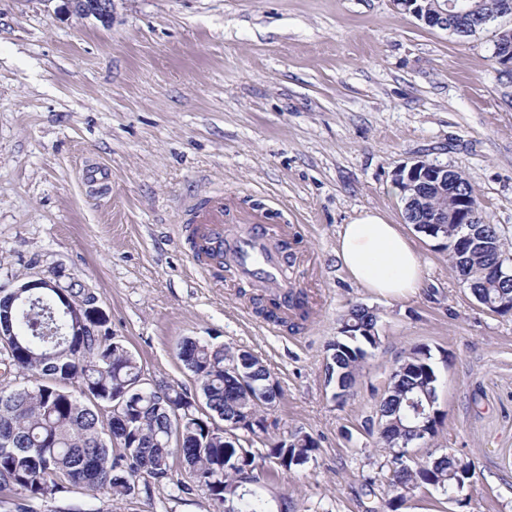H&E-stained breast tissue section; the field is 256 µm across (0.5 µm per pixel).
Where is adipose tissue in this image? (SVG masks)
<instances>
[{"label":"adipose tissue","mask_w":512,"mask_h":512,"mask_svg":"<svg viewBox=\"0 0 512 512\" xmlns=\"http://www.w3.org/2000/svg\"><path fill=\"white\" fill-rule=\"evenodd\" d=\"M336 256L358 285L389 298L415 293L422 284L420 255L397 225L374 211L343 226Z\"/></svg>","instance_id":"obj_1"}]
</instances>
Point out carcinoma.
Masks as SVG:
<instances>
[{"label": "carcinoma", "mask_w": 512, "mask_h": 512, "mask_svg": "<svg viewBox=\"0 0 512 512\" xmlns=\"http://www.w3.org/2000/svg\"><path fill=\"white\" fill-rule=\"evenodd\" d=\"M483 15L494 19L512 15V0H480ZM449 26L457 34L478 32L466 14L451 16ZM448 176L453 191L475 198L468 180L454 167ZM448 214V241L455 244L448 254L451 269L467 283L481 304L512 299V282L497 280L493 272L508 259L506 242L494 224L474 222L477 243L460 240L454 199L432 195L417 214L426 223L436 212ZM84 297L85 320L100 324L99 335L79 336L73 321L64 317L59 293L35 289L16 296L0 294V496L12 512H34L30 502L48 494H66L82 489L113 502H130L153 489L173 484L185 494L193 487L205 489L221 512H268L266 500L251 486L265 473L288 474L309 462L317 448L313 437L297 429L290 434L274 431L266 422L268 411L260 409L262 395L272 392L268 370L256 364L253 371L255 399L246 397L237 379L224 366L246 359V352L214 347L198 338H185L178 356L193 374L212 415L227 422L244 421L243 428L262 443L263 450L224 441L208 432V418L196 415L193 397L183 389L159 385L133 401L115 419L102 408L112 405V395L137 381L143 368L122 344H113L107 319L96 297L83 288L72 289ZM351 326V336H340L329 345L328 360L336 370L341 394L339 404L351 395L356 375L367 350L381 342L371 330L377 324L354 304L342 317ZM22 374L32 385L11 386L12 374ZM97 390L100 406L85 400L83 388ZM437 399V375L427 347L416 346L400 360L382 399L387 425L374 430L378 442L389 450L386 483L391 497L384 507L398 512L411 491L431 487L448 494V487L461 486L476 477V465L442 454L420 462L410 455L421 438L415 436L420 419L405 412L408 399ZM178 456L188 468L192 483L175 477L171 460Z\"/></svg>", "instance_id": "carcinoma-1"}]
</instances>
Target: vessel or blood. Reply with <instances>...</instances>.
Listing matches in <instances>:
<instances>
[{
  "mask_svg": "<svg viewBox=\"0 0 512 512\" xmlns=\"http://www.w3.org/2000/svg\"><path fill=\"white\" fill-rule=\"evenodd\" d=\"M185 231L208 277H219L218 264L227 255L234 268L233 287L287 295L288 238L272 223L259 221L242 233L225 234L223 203L208 201L199 223L186 225Z\"/></svg>",
  "mask_w": 512,
  "mask_h": 512,
  "instance_id": "vessel-or-blood-1",
  "label": "vessel or blood"
}]
</instances>
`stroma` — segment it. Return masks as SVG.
Returning a JSON list of instances; mask_svg holds the SVG:
<instances>
[{
	"instance_id": "obj_1",
	"label": "stroma",
	"mask_w": 512,
	"mask_h": 512,
	"mask_svg": "<svg viewBox=\"0 0 512 512\" xmlns=\"http://www.w3.org/2000/svg\"><path fill=\"white\" fill-rule=\"evenodd\" d=\"M61 0H0V291L52 269L94 294L108 326L156 381L196 391L186 337L247 350L279 381L273 412L318 443L259 486L272 512H367L387 487L364 422L401 353L430 348L442 416L418 458L474 461L446 499L414 491L401 512H512V315L491 313L448 251L405 219L396 167L462 171L484 223L512 241V75L493 58L495 19L472 36L431 28L394 0H114L111 26ZM103 165L109 182L83 174ZM298 225L293 271L314 304L270 329L248 295L204 281L181 227L213 194ZM399 225L423 262L412 296L357 285L336 258L360 212ZM378 313L381 344L344 404L324 375L349 305ZM373 478L374 492L362 485ZM216 512L174 485L116 504L49 495L36 512Z\"/></svg>"
}]
</instances>
